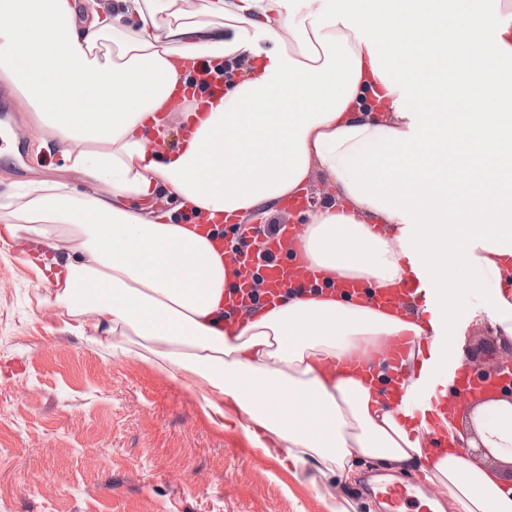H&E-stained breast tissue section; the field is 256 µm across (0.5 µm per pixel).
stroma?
Instances as JSON below:
<instances>
[{
	"label": "stroma",
	"instance_id": "stroma-1",
	"mask_svg": "<svg viewBox=\"0 0 512 512\" xmlns=\"http://www.w3.org/2000/svg\"><path fill=\"white\" fill-rule=\"evenodd\" d=\"M0 146V204L22 205L28 188L59 181L83 196L92 188L42 149L28 112L19 113ZM0 246V512H383L363 488L365 476L417 475L399 466L360 462L345 482L312 491L261 452L241 460L239 419L214 426L185 386L134 355L98 347L62 328L54 279L34 277ZM451 331L473 372L496 360L485 349L495 330L461 315Z\"/></svg>",
	"mask_w": 512,
	"mask_h": 512
}]
</instances>
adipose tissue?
<instances>
[{
  "instance_id": "ef3b65f1",
  "label": "adipose tissue",
  "mask_w": 512,
  "mask_h": 512,
  "mask_svg": "<svg viewBox=\"0 0 512 512\" xmlns=\"http://www.w3.org/2000/svg\"><path fill=\"white\" fill-rule=\"evenodd\" d=\"M124 2L134 23L100 0H0V81L97 188L76 198L44 181L9 214L13 241H71L43 258L62 278L56 303L93 316L98 345L202 383L211 421L247 416L252 446L280 465L346 479L363 458L397 463L447 486L455 512H512V488L465 454L512 448L511 398L462 412L443 390L418 420L390 402L385 363L367 377L322 367L423 335L415 312L373 301L410 270L449 315L482 289L483 314L512 338V0H316L302 16L286 0ZM243 57L258 62L251 76L225 73L203 110L174 99L196 88L197 60ZM172 112L183 133L162 153ZM316 170L337 202L308 212L286 255L320 279L235 320L225 302L240 273L212 221L274 210ZM162 191L194 223L150 206ZM338 275L362 296L336 293ZM432 415L448 445L427 459ZM465 415L476 437L457 427Z\"/></svg>"
}]
</instances>
